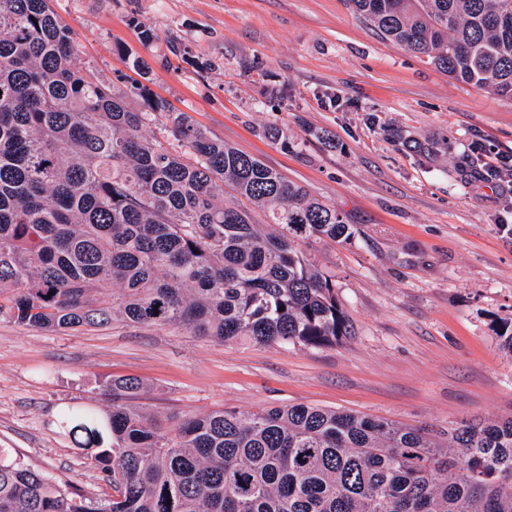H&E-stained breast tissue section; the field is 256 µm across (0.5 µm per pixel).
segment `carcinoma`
<instances>
[{
	"label": "carcinoma",
	"instance_id": "carcinoma-1",
	"mask_svg": "<svg viewBox=\"0 0 512 512\" xmlns=\"http://www.w3.org/2000/svg\"><path fill=\"white\" fill-rule=\"evenodd\" d=\"M349 3L450 78L512 100V0ZM75 54L51 0H0V317L317 349L350 335L331 276L301 249L350 239L336 207ZM159 117L170 142L144 134ZM225 184L248 207L224 204ZM496 336L512 356V321ZM107 388L111 409L69 407L58 424L95 450L108 491L0 448V512H512V415L445 430L298 403L164 426L132 404L137 379Z\"/></svg>",
	"mask_w": 512,
	"mask_h": 512
}]
</instances>
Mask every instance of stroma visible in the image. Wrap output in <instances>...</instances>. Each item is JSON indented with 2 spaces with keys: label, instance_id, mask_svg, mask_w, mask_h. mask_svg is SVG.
Instances as JSON below:
<instances>
[{
  "label": "stroma",
  "instance_id": "35a3bbf8",
  "mask_svg": "<svg viewBox=\"0 0 512 512\" xmlns=\"http://www.w3.org/2000/svg\"><path fill=\"white\" fill-rule=\"evenodd\" d=\"M77 66L149 87L213 138L345 215L353 235L312 259L350 334L336 347L221 344L113 321L51 333L0 319V448L99 494V471L56 425L103 412L115 376L138 404L204 415L304 403L443 429L512 414V101L456 82L382 37L347 0H53ZM280 128L274 142L266 128Z\"/></svg>",
  "mask_w": 512,
  "mask_h": 512
}]
</instances>
